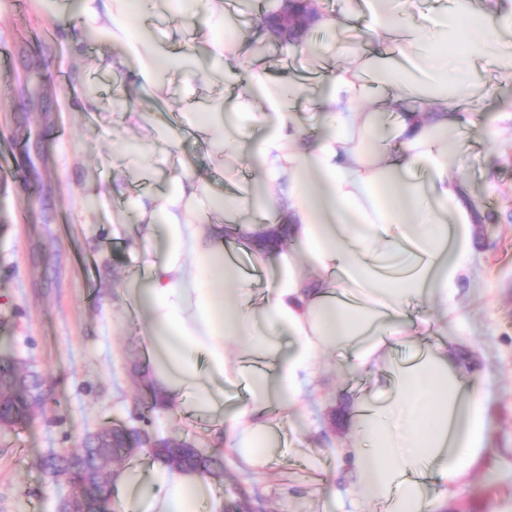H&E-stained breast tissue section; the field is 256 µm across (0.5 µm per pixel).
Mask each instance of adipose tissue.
<instances>
[{
	"mask_svg": "<svg viewBox=\"0 0 512 512\" xmlns=\"http://www.w3.org/2000/svg\"><path fill=\"white\" fill-rule=\"evenodd\" d=\"M314 3L313 27L359 29L381 50H353L324 73L311 131L295 115L303 87L272 80L243 53L224 26L223 0H206L208 43L196 66L134 26L126 0H78L111 47L113 70L138 87L162 91L167 60L171 73H202L252 95L232 109L219 100L213 112L182 113L164 140L143 141L140 157L176 175L137 201L146 276L126 282L120 301L146 319L139 342L158 404L217 419L245 471L269 465L275 424L297 418L305 393L323 386L330 351H345L357 372H385L389 402L359 412L338 439L352 469L335 494L385 512H427L447 505L449 487L485 450L487 400L467 382L470 358L447 337L407 365L384 363L395 345L416 344L405 306L447 314L477 262V208L468 181L449 170L467 143L460 103L480 91L486 68L512 74V0H453L416 21L409 0H362L345 14ZM386 112L398 120L385 130ZM185 127L226 171L247 162L255 178L217 197L183 157ZM383 135L399 140L400 156L379 147ZM417 169L427 180L413 179ZM233 251L272 269L262 302ZM243 378L248 398L225 407V388ZM109 507L222 512L223 503L211 480L155 462L119 470Z\"/></svg>",
	"mask_w": 512,
	"mask_h": 512,
	"instance_id": "adipose-tissue-1",
	"label": "adipose tissue"
}]
</instances>
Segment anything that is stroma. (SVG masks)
<instances>
[{"label":"stroma","mask_w":512,"mask_h":512,"mask_svg":"<svg viewBox=\"0 0 512 512\" xmlns=\"http://www.w3.org/2000/svg\"><path fill=\"white\" fill-rule=\"evenodd\" d=\"M146 24L153 39L172 46L206 44L197 0L158 10ZM79 25L73 0L54 10L46 0H0V150L9 156L0 168V356L22 361L50 391L29 425L0 427V512H56L72 487L43 459L81 448L108 421L222 451L224 512H323L328 505L363 512L362 502L331 500L348 468L336 435L351 428L358 403L381 406L389 395L375 377L345 371L344 352L329 354L326 387L306 396L295 425L279 429L272 463L260 474L238 470L209 416L153 407L140 381L141 318L105 301L141 270L138 245L115 235V223L137 224L135 199L164 191L172 173L118 156L128 141L148 138L151 126L130 128L106 107L77 110L90 86L108 101L127 79L112 71L93 30L85 32L84 61L74 59L67 34ZM486 81L488 93L466 103L471 144L453 168L468 179L482 215L472 231L479 261L448 324L478 350L473 367L488 399V450L443 512H512V139L481 140L501 105L512 102V78L490 72ZM218 90L202 76L176 77L140 108L161 115L201 107ZM184 151L214 192L234 191L246 177L210 166L194 138ZM117 180L125 197L101 209Z\"/></svg>","instance_id":"35a3bbf8"}]
</instances>
